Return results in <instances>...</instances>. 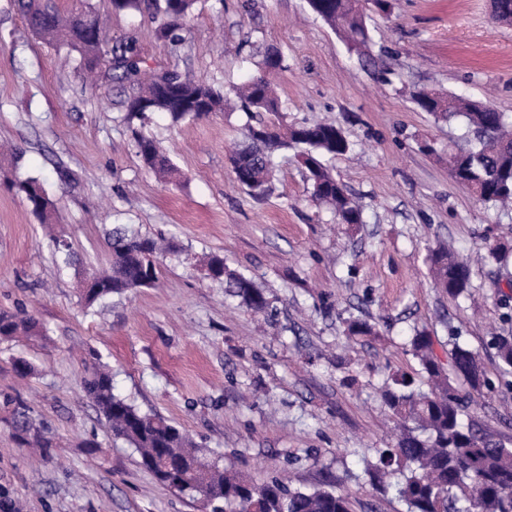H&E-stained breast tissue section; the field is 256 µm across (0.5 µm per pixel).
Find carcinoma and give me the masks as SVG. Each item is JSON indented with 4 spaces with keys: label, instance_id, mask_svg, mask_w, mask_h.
Wrapping results in <instances>:
<instances>
[{
    "label": "carcinoma",
    "instance_id": "obj_1",
    "mask_svg": "<svg viewBox=\"0 0 512 512\" xmlns=\"http://www.w3.org/2000/svg\"><path fill=\"white\" fill-rule=\"evenodd\" d=\"M196 0H111L112 10H145L162 16L161 36L182 39L184 21ZM309 9L334 31L353 43L363 44L368 31L359 0H307ZM16 7L30 31L49 44L79 54L80 66L96 81L132 79L138 93L128 106V120H142L161 112L174 123L198 119L224 111L227 94L204 80L188 79L178 71L144 77L141 59L133 44L109 43L104 23L92 0L62 10L50 0H16ZM284 69V56L273 48L266 53L258 72L234 90L240 107L247 112H280L270 76ZM417 106L441 121L461 119L471 139L465 146L448 147V167L456 181L485 204L512 203V114L487 109L482 102L448 93L429 91ZM144 164L162 176L171 173L167 158L156 143L136 139ZM294 149L306 159L305 175L316 201L331 206L341 224L363 223L359 203L344 184L329 172L323 160L349 152L350 143L332 122L314 121L280 129L262 122L245 128V139L236 145L229 161L237 183L255 197L271 189L273 155ZM28 207L44 224L52 223L54 202L43 181L26 177L13 183ZM112 252L109 270L92 274L91 288L82 292L88 313L104 309L103 303L158 281L156 257L174 248L172 241H159L114 224L107 233ZM54 251L62 264L75 263L68 242L55 238ZM434 287L451 297L468 295L470 267L467 262L434 249L429 256ZM211 279L224 283L226 292L250 309L266 313L270 303L255 280L225 267L214 255L206 262ZM38 322L22 312L0 310V339L34 336ZM346 337L378 335L376 325L366 320L347 322ZM450 361L443 365L433 351L434 340L422 331L411 338V352L419 365V378L394 374L381 391V399L401 432L396 443L377 450V459L364 461L365 473L395 492L406 512H512V448L492 435L480 432L463 416L486 385L479 354L451 336ZM492 348L502 371L512 373V336H494ZM470 391L462 392L459 381ZM85 396L109 424L112 434L138 454L139 464L163 485L182 494L210 496L213 512H352L348 496L332 486L292 489L277 477L255 483L208 458L189 436L163 416L139 410L113 393L112 373L98 365L83 384ZM12 425L19 443L49 448L52 441L43 422L20 399H12Z\"/></svg>",
    "mask_w": 512,
    "mask_h": 512
}]
</instances>
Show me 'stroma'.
Here are the masks:
<instances>
[{"instance_id": "35a3bbf8", "label": "stroma", "mask_w": 512, "mask_h": 512, "mask_svg": "<svg viewBox=\"0 0 512 512\" xmlns=\"http://www.w3.org/2000/svg\"><path fill=\"white\" fill-rule=\"evenodd\" d=\"M93 2L113 39L136 46L143 69H174L224 91L280 48L278 121L325 118L341 128L351 149L327 165L359 200L363 222L345 228L313 201L291 150L276 155L265 198L239 186L228 149L252 121L241 109L181 124L153 114L128 127L136 84L85 86L13 0H0V144L23 156L17 167L0 156V310L27 311L43 329L0 340V512H203L113 439L82 390L97 361L111 369L115 394L162 414L255 482L326 483L353 512H406L364 472L393 442L379 394L389 374L416 369L415 331L430 332L445 360L453 329L479 353L487 380L470 421L512 442V385L488 344L491 333L512 335L496 286L512 264H473L469 297L455 299L433 288L426 263L440 245L461 255L488 242L512 249V211L455 182L448 148L465 142L467 128L435 120L413 98L435 87L512 113V23L492 20L489 0H391L387 15L361 0L369 41L359 49L306 0H197L184 41L172 44L157 35L160 18ZM139 135L176 168L171 181L144 166ZM29 176L53 198L54 225L10 188ZM115 224L178 248L159 259L158 287L88 315L80 280L109 267L104 231ZM55 235L70 244L74 266L58 265ZM212 254L252 276L271 311H252L207 278L202 260ZM352 318L378 322V336L346 340ZM17 358L32 365L29 377L15 373ZM17 396L47 421V452L18 444L9 404Z\"/></svg>"}]
</instances>
